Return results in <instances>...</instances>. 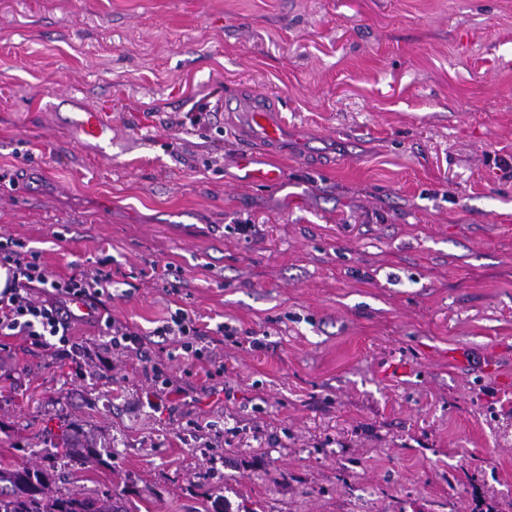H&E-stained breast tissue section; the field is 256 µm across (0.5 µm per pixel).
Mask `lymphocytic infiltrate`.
Masks as SVG:
<instances>
[{"mask_svg": "<svg viewBox=\"0 0 512 512\" xmlns=\"http://www.w3.org/2000/svg\"><path fill=\"white\" fill-rule=\"evenodd\" d=\"M0 266L8 267L11 278L7 288L0 291V335L27 336L51 347L58 343L68 348L74 362L90 358L91 353L73 343L69 334L73 316L70 302L82 300L101 306V298L112 285L110 275L79 274L57 278L49 274L33 250L14 249L0 243ZM40 298H33V291ZM155 336L181 349L188 359L199 358L200 343L207 337L185 309H177L154 330Z\"/></svg>", "mask_w": 512, "mask_h": 512, "instance_id": "1", "label": "lymphocytic infiltrate"}]
</instances>
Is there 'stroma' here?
Returning a JSON list of instances; mask_svg holds the SVG:
<instances>
[{
  "label": "stroma",
  "instance_id": "35a3bbf8",
  "mask_svg": "<svg viewBox=\"0 0 512 512\" xmlns=\"http://www.w3.org/2000/svg\"><path fill=\"white\" fill-rule=\"evenodd\" d=\"M257 91L272 148L218 109ZM60 92L111 122V156ZM499 159L512 0H0V241L111 272L109 314L142 331L179 308L237 330L190 362L112 355L78 318L103 351L79 369L0 335V465L48 466L75 428L112 463L56 489L123 512H512ZM256 156L251 151L241 152L235 159L236 166L240 169H246L248 175L262 183H275L279 179V175L272 170L250 169L256 161Z\"/></svg>",
  "mask_w": 512,
  "mask_h": 512
}]
</instances>
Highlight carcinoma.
<instances>
[{"instance_id": "carcinoma-1", "label": "carcinoma", "mask_w": 512, "mask_h": 512, "mask_svg": "<svg viewBox=\"0 0 512 512\" xmlns=\"http://www.w3.org/2000/svg\"><path fill=\"white\" fill-rule=\"evenodd\" d=\"M97 439L63 435L51 450L52 466L19 464L0 467V512H119L112 497L97 498L52 491L51 471L57 465L86 467L102 463Z\"/></svg>"}]
</instances>
